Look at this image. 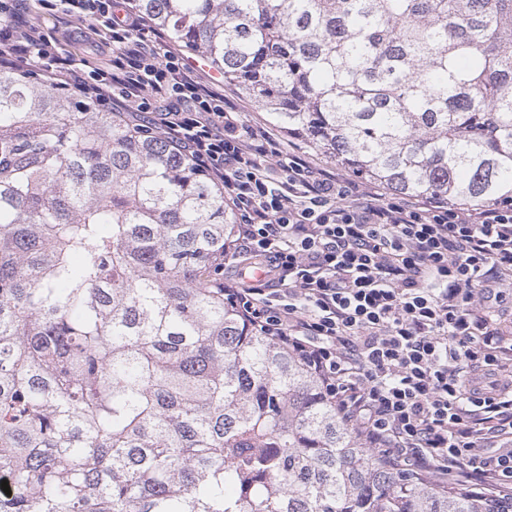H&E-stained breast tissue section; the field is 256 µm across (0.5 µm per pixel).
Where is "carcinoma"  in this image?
I'll return each instance as SVG.
<instances>
[{
  "label": "carcinoma",
  "mask_w": 512,
  "mask_h": 512,
  "mask_svg": "<svg viewBox=\"0 0 512 512\" xmlns=\"http://www.w3.org/2000/svg\"><path fill=\"white\" fill-rule=\"evenodd\" d=\"M391 192L512 196V0H129ZM224 188L0 71V512H512L364 446L224 303Z\"/></svg>",
  "instance_id": "obj_1"
}]
</instances>
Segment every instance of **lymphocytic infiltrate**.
Listing matches in <instances>:
<instances>
[{
  "instance_id": "obj_1",
  "label": "lymphocytic infiltrate",
  "mask_w": 512,
  "mask_h": 512,
  "mask_svg": "<svg viewBox=\"0 0 512 512\" xmlns=\"http://www.w3.org/2000/svg\"><path fill=\"white\" fill-rule=\"evenodd\" d=\"M93 23L112 61L71 58L0 0V69L161 137L224 188L237 224L227 264L264 276L224 291L253 327L300 356L342 418L385 461L478 493H512V337L490 309L512 290V204L399 195L315 161L196 79L162 34L114 0H42ZM501 443L506 453L484 456Z\"/></svg>"
}]
</instances>
